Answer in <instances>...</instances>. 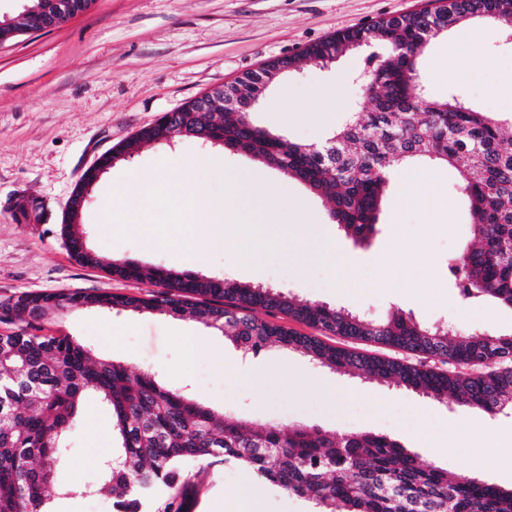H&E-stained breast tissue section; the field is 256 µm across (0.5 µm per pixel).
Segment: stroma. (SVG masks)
I'll return each instance as SVG.
<instances>
[{
	"label": "stroma",
	"instance_id": "1",
	"mask_svg": "<svg viewBox=\"0 0 512 512\" xmlns=\"http://www.w3.org/2000/svg\"><path fill=\"white\" fill-rule=\"evenodd\" d=\"M431 0H96L65 25L19 35L0 49V301L24 292L50 290L149 293L146 283L110 278L101 268L72 257L61 232L66 201L84 170L112 146L185 100L257 69L264 61L293 55L339 31L363 28L382 18L418 11ZM369 48L347 52L322 67L303 64L260 98L252 120L292 141L318 144L351 112L369 107L355 82ZM461 66L447 69L449 56ZM480 56L479 70L466 67ZM421 78L435 95L454 89L484 111L512 117V35L481 24L471 42L442 35L419 60ZM447 69L443 79L434 73ZM190 138L151 145L108 170L98 181L82 224L95 249L179 272L219 276L272 286L304 302L345 307L375 318L393 309L419 321H448L469 331L512 330V310L489 302H463L448 282V263L472 243L468 204L457 190L455 170L433 167L432 184L447 212L390 187L372 244L359 248L328 217L329 204L299 181L267 168L281 186L273 211L247 213L264 233L292 243L300 236L335 250L337 266L307 263L295 270L284 252L258 269L240 265L233 241L206 242L190 253L152 245L139 216L119 196L131 173L152 172L168 162L209 156ZM40 199L47 218L16 222L15 199ZM388 279L376 278L380 261ZM427 275L426 287L411 281ZM51 329L70 334L95 356L158 373L174 389L212 408L255 424L292 423L339 434L368 430L399 440L421 465L512 488V412L489 415L438 402L414 391L371 381L358 372L331 370L278 344L260 351L239 346L191 317L123 310L82 309L51 319ZM259 361L273 397L255 405L235 378V361ZM476 421L490 439L486 448H440L449 426ZM116 442L112 415L95 400L65 437L67 461L50 495L91 480ZM246 469L210 468L195 481L192 512H229V503L251 481Z\"/></svg>",
	"mask_w": 512,
	"mask_h": 512
}]
</instances>
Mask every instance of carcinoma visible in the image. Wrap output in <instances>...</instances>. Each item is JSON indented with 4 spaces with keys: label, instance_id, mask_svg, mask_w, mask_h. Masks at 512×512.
Returning a JSON list of instances; mask_svg holds the SVG:
<instances>
[{
    "label": "carcinoma",
    "instance_id": "obj_1",
    "mask_svg": "<svg viewBox=\"0 0 512 512\" xmlns=\"http://www.w3.org/2000/svg\"><path fill=\"white\" fill-rule=\"evenodd\" d=\"M482 20L512 33V0H483ZM18 29L30 26L51 0H27ZM444 27L429 26L427 10L371 24L368 74L363 94L370 108L353 112L328 136L332 154L247 124L224 113L212 131L224 144L294 178L330 203L329 219L358 245L377 234L383 196L392 172L419 163H442L459 171L458 189L470 204L476 245L449 264L454 288L465 301H492L512 309V150L503 148L512 122L483 111L461 93L435 96L412 87L421 48L473 20L453 3ZM361 30L333 35L324 50L339 56L357 48ZM236 93L256 92L251 74L235 80ZM152 143L148 130L112 148L101 165L113 167ZM70 252L121 279L148 282L146 298L107 292L23 293L0 301V512H58L49 485L66 459L63 439L83 398L95 394L112 413L116 447L98 475L62 498L98 490L112 494L115 512H190L192 468L235 464L288 495L304 498L316 512H512V488L423 467L397 440L370 431L338 435L276 423L249 426L219 415L172 390L150 372L136 373L112 360H95L66 333H46L54 313L83 305L133 312L186 313L219 329L236 344L259 351L269 343L311 351L335 370L356 369L383 383H397L434 399L488 414L512 409V331L476 333L447 324L425 325L392 311L370 319L340 307L300 302L273 288L224 277L182 274L127 261L113 266L87 252L74 225L66 224ZM291 316L334 336L374 342L450 365L483 363L479 374L408 363L329 345L256 315Z\"/></svg>",
    "mask_w": 512,
    "mask_h": 512
}]
</instances>
